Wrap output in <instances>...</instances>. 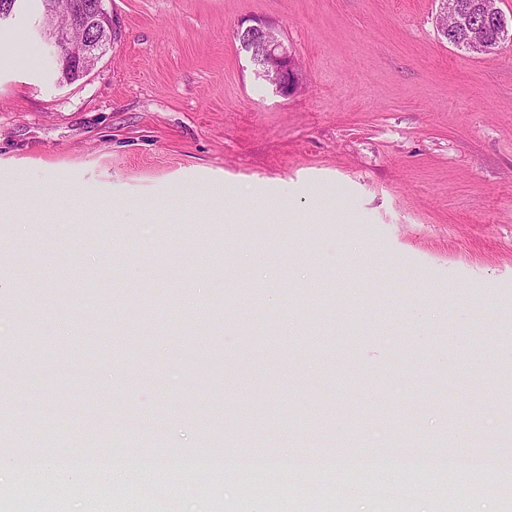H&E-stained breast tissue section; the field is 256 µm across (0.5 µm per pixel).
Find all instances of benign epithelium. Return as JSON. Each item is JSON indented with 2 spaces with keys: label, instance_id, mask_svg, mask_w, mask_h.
<instances>
[{
  "label": "benign epithelium",
  "instance_id": "7a95c632",
  "mask_svg": "<svg viewBox=\"0 0 512 512\" xmlns=\"http://www.w3.org/2000/svg\"><path fill=\"white\" fill-rule=\"evenodd\" d=\"M76 18L80 24L90 30L83 53L78 60L80 70L89 74L107 49L112 38L107 34L110 29L109 14L104 8V0H75L73 2ZM480 14L486 19L488 27L497 40L512 39V21L508 20L497 5V0H477L473 4L459 5L456 13L458 29L465 37L457 39V43L468 50L481 53L489 46L490 39L486 35L471 32L470 16ZM41 34L49 43L66 47L70 40L67 28H43ZM237 38L256 67L258 74L275 87L283 96L293 94L298 88V68L295 58L288 45L280 38L275 29L262 19L254 20V24L237 31Z\"/></svg>",
  "mask_w": 512,
  "mask_h": 512
}]
</instances>
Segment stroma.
<instances>
[{
    "instance_id": "35a3bbf8",
    "label": "stroma",
    "mask_w": 512,
    "mask_h": 512,
    "mask_svg": "<svg viewBox=\"0 0 512 512\" xmlns=\"http://www.w3.org/2000/svg\"><path fill=\"white\" fill-rule=\"evenodd\" d=\"M58 80L36 0L0 24V407L38 453L329 455L499 441L512 402V42L439 39V0H105ZM273 24L289 97L236 33ZM21 311L22 323L11 321ZM416 512H478L480 487ZM141 512H302L190 469ZM90 1V2H89ZM76 18L80 24L90 30L80 60H76L80 70L88 75L104 56L112 44L111 36L104 32L110 29V15L104 8V0L72 1ZM57 68L63 83H73L80 80V70L68 65L64 56L57 51Z\"/></svg>"
}]
</instances>
